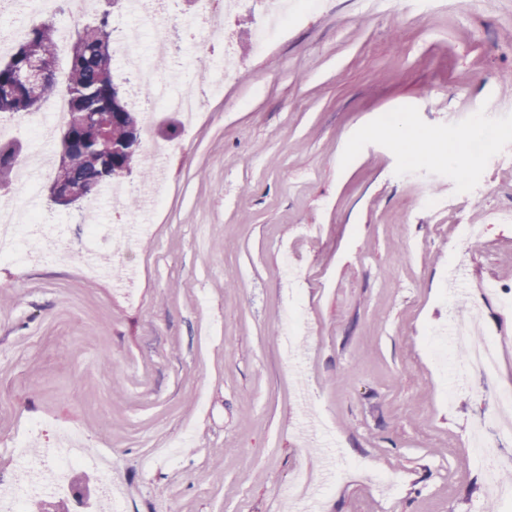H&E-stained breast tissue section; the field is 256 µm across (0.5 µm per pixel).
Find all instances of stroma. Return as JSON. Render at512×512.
I'll use <instances>...</instances> for the list:
<instances>
[{
    "label": "stroma",
    "mask_w": 512,
    "mask_h": 512,
    "mask_svg": "<svg viewBox=\"0 0 512 512\" xmlns=\"http://www.w3.org/2000/svg\"><path fill=\"white\" fill-rule=\"evenodd\" d=\"M320 2L255 51L245 0L225 22L239 63L221 96L191 129L158 115L163 174L133 171L130 204L98 213L151 224L96 244L133 279L0 262V476L38 422L30 455L74 427L111 456L125 512H286L298 472L306 512H488L460 447L512 388V347L497 377H463L434 364L428 333L478 306L512 343V314L482 295L512 283V0ZM173 7L170 60L146 27L141 60L191 88L207 36ZM473 112L497 116L485 157L468 154ZM49 180L0 198L82 251V208L49 205ZM148 180L165 194L149 212ZM463 224L484 227L464 247Z\"/></svg>",
    "instance_id": "obj_1"
}]
</instances>
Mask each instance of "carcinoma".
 <instances>
[{
  "instance_id": "1",
  "label": "carcinoma",
  "mask_w": 512,
  "mask_h": 512,
  "mask_svg": "<svg viewBox=\"0 0 512 512\" xmlns=\"http://www.w3.org/2000/svg\"><path fill=\"white\" fill-rule=\"evenodd\" d=\"M115 0H100V9L91 17L75 24V40L71 46V67L66 80L69 90L68 118L65 125L75 142L62 145V152L52 181L80 191V197L93 195L102 185L121 180L118 170H131L140 150L114 153L112 145L130 139L141 141L139 120L135 112H119L113 107L114 82L110 50V17ZM58 36L52 25L44 22L21 35L15 51L0 63V87L10 84L13 72L28 57L45 60L49 65L40 93L33 97L26 92H0V112L25 114L35 112L39 104L56 92L55 62ZM84 112L113 115L102 128L74 126ZM22 156V147L0 141V185L8 184Z\"/></svg>"
}]
</instances>
